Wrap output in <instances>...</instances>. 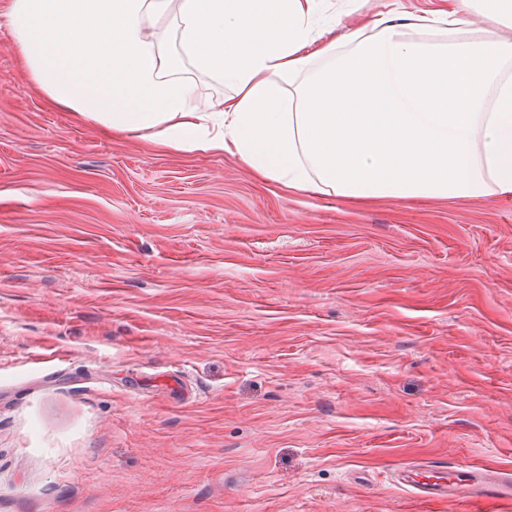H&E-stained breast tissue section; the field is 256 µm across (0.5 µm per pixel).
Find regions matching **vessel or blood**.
<instances>
[{"instance_id":"obj_1","label":"vessel or blood","mask_w":512,"mask_h":512,"mask_svg":"<svg viewBox=\"0 0 512 512\" xmlns=\"http://www.w3.org/2000/svg\"><path fill=\"white\" fill-rule=\"evenodd\" d=\"M399 483L416 493L429 496L467 494L473 497L512 499V474L472 468L466 471L409 469L402 471Z\"/></svg>"}]
</instances>
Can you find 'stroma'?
I'll list each match as a JSON object with an SVG mask.
<instances>
[{
    "mask_svg": "<svg viewBox=\"0 0 512 512\" xmlns=\"http://www.w3.org/2000/svg\"><path fill=\"white\" fill-rule=\"evenodd\" d=\"M512 196H288L49 104L0 25V512H512ZM399 483L411 488L414 493L428 496L447 494H468L471 497L512 499V474L510 471H497L470 467L468 471L448 470H403Z\"/></svg>",
    "mask_w": 512,
    "mask_h": 512,
    "instance_id": "35a3bbf8",
    "label": "stroma"
}]
</instances>
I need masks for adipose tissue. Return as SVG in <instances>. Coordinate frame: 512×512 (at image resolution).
<instances>
[{
    "mask_svg": "<svg viewBox=\"0 0 512 512\" xmlns=\"http://www.w3.org/2000/svg\"><path fill=\"white\" fill-rule=\"evenodd\" d=\"M512 0L379 12L343 37L330 0H5L28 81L82 120L224 153L291 194L512 196ZM230 87L199 111L184 65Z\"/></svg>",
    "mask_w": 512,
    "mask_h": 512,
    "instance_id": "adipose-tissue-1",
    "label": "adipose tissue"
}]
</instances>
